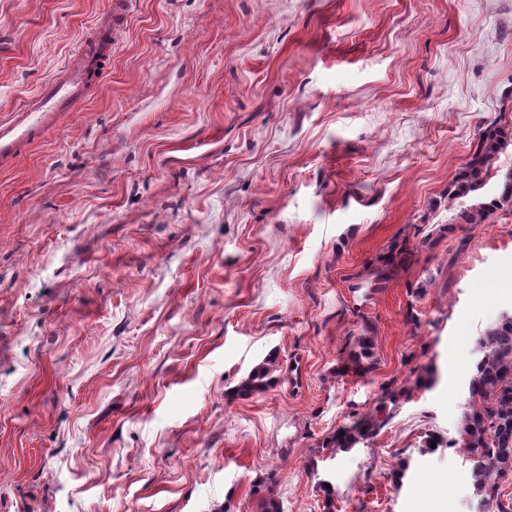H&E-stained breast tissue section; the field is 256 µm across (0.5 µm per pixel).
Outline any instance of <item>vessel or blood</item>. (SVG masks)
I'll list each match as a JSON object with an SVG mask.
<instances>
[{"label":"vessel or blood","mask_w":512,"mask_h":512,"mask_svg":"<svg viewBox=\"0 0 512 512\" xmlns=\"http://www.w3.org/2000/svg\"><path fill=\"white\" fill-rule=\"evenodd\" d=\"M127 16L126 0H114L112 5V27L99 32L85 43L77 59L62 78L52 81L31 98L24 106L25 111L35 112H76L91 93L94 84L99 83L112 56V28L123 25Z\"/></svg>","instance_id":"1"}]
</instances>
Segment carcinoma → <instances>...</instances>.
Here are the masks:
<instances>
[{"mask_svg": "<svg viewBox=\"0 0 512 512\" xmlns=\"http://www.w3.org/2000/svg\"><path fill=\"white\" fill-rule=\"evenodd\" d=\"M512 145V126L491 124L479 134L475 149L456 178L451 198L472 197L480 192L491 167L501 153ZM512 205V174L499 187L498 198L477 202L459 213L468 224H482L494 210ZM404 260L403 251H389L381 258V267L367 273L375 282L389 279L392 268ZM480 357L474 364L468 383L467 409L463 413L459 445L472 455L471 479L479 512H512V496L501 497L499 481L512 476V316L493 323L478 340ZM271 368L254 369L241 390H263L270 384ZM406 390L382 388L374 413L360 419L337 439L341 448H351L359 440L376 433L386 420L379 414L390 413Z\"/></svg>", "mask_w": 512, "mask_h": 512, "instance_id": "obj_1", "label": "carcinoma"}]
</instances>
